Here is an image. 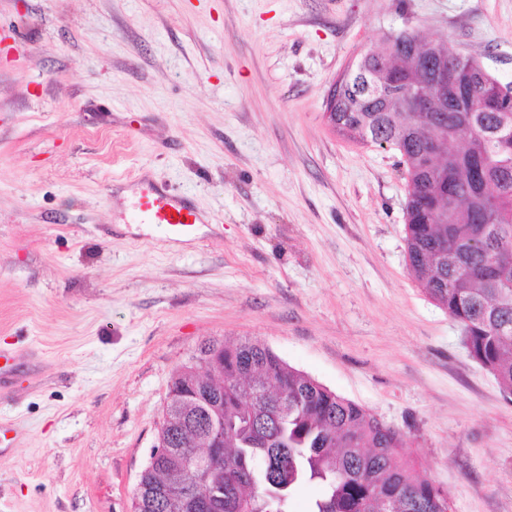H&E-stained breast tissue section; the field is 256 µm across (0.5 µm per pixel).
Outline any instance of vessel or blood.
Wrapping results in <instances>:
<instances>
[{"mask_svg":"<svg viewBox=\"0 0 512 512\" xmlns=\"http://www.w3.org/2000/svg\"><path fill=\"white\" fill-rule=\"evenodd\" d=\"M136 209L137 223L166 224L178 233L188 232L200 221L198 212L186 198L155 184L140 192Z\"/></svg>","mask_w":512,"mask_h":512,"instance_id":"b4317fda","label":"vessel or blood"}]
</instances>
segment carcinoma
Masks as SVG:
<instances>
[{
	"label": "carcinoma",
	"instance_id": "cac0c4a2",
	"mask_svg": "<svg viewBox=\"0 0 512 512\" xmlns=\"http://www.w3.org/2000/svg\"><path fill=\"white\" fill-rule=\"evenodd\" d=\"M457 74L448 97L410 96L434 66ZM400 85L387 91L389 73ZM330 125L355 140L399 151L408 174L407 265L431 300L462 330L470 357L512 397V93L476 61L418 33H392L336 81ZM224 463L198 495L162 491L188 479L183 449L145 467L137 512H242L271 475L288 486L318 481L315 512H443L436 486L400 462L402 439L358 404L289 367L258 341L222 344Z\"/></svg>",
	"mask_w": 512,
	"mask_h": 512
}]
</instances>
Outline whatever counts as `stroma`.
<instances>
[{
    "label": "stroma",
    "mask_w": 512,
    "mask_h": 512,
    "mask_svg": "<svg viewBox=\"0 0 512 512\" xmlns=\"http://www.w3.org/2000/svg\"><path fill=\"white\" fill-rule=\"evenodd\" d=\"M401 31L512 86V0H0V512H130L174 373L248 338L449 512H512V401L408 271L400 154L325 118ZM138 180L202 223H129Z\"/></svg>",
    "instance_id": "stroma-1"
}]
</instances>
